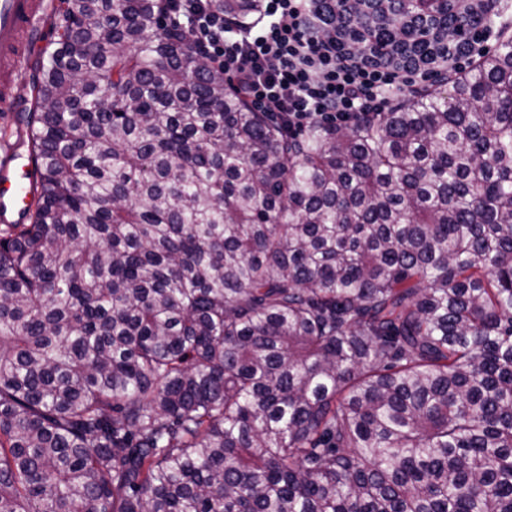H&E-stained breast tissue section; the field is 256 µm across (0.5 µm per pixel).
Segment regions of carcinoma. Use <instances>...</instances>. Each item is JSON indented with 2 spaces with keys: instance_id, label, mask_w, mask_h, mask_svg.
Instances as JSON below:
<instances>
[{
  "instance_id": "carcinoma-1",
  "label": "carcinoma",
  "mask_w": 512,
  "mask_h": 512,
  "mask_svg": "<svg viewBox=\"0 0 512 512\" xmlns=\"http://www.w3.org/2000/svg\"><path fill=\"white\" fill-rule=\"evenodd\" d=\"M163 2L61 0L0 227V512H512V36L291 138ZM430 5L424 58L465 33Z\"/></svg>"
}]
</instances>
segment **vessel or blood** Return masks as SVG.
Masks as SVG:
<instances>
[{"label":"vessel or blood","mask_w":512,"mask_h":512,"mask_svg":"<svg viewBox=\"0 0 512 512\" xmlns=\"http://www.w3.org/2000/svg\"><path fill=\"white\" fill-rule=\"evenodd\" d=\"M52 11L51 0H0V113L18 109L11 87L23 74L33 43ZM36 173L30 159L0 149V221L24 214L32 205Z\"/></svg>","instance_id":"obj_1"}]
</instances>
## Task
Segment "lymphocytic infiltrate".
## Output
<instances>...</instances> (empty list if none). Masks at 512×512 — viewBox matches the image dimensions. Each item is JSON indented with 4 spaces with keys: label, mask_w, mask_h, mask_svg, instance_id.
<instances>
[{
    "label": "lymphocytic infiltrate",
    "mask_w": 512,
    "mask_h": 512,
    "mask_svg": "<svg viewBox=\"0 0 512 512\" xmlns=\"http://www.w3.org/2000/svg\"><path fill=\"white\" fill-rule=\"evenodd\" d=\"M213 0H169V26L223 71L257 111L272 113L289 135L317 123H369L394 102L453 81L482 57L489 43L512 29V0H475L478 25L448 41L428 64L372 58L368 37L337 28L351 17V0H262L260 17L243 23Z\"/></svg>",
    "instance_id": "1"
}]
</instances>
